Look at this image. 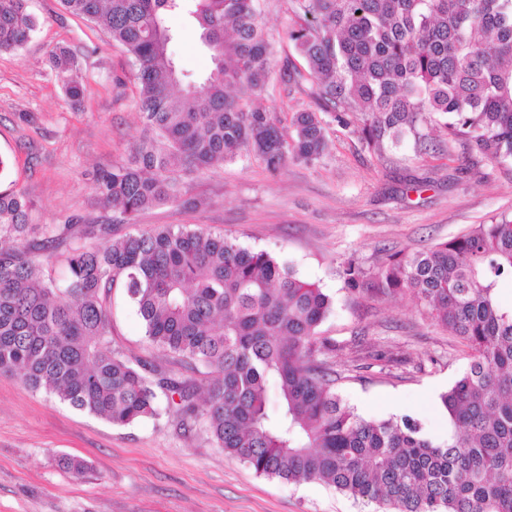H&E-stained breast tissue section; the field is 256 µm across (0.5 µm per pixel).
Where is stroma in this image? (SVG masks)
Masks as SVG:
<instances>
[{"label": "stroma", "mask_w": 512, "mask_h": 512, "mask_svg": "<svg viewBox=\"0 0 512 512\" xmlns=\"http://www.w3.org/2000/svg\"><path fill=\"white\" fill-rule=\"evenodd\" d=\"M39 28L25 47L0 53V155L12 162L0 190L19 189L39 224H117L123 234L156 226L221 233L272 253L333 300L322 335L338 345L337 391L366 418L404 415L433 436L448 420L438 401L465 368L460 341L411 297L381 298L349 289L353 261L375 270L388 254L426 251L477 224L512 220V161L471 168L462 154L416 153L406 141L382 151L331 126L321 162H291L277 174L254 155L184 175L193 204L162 205L135 223H117L95 193L99 172L128 157L145 136L132 67L101 29L62 10L59 0H28ZM260 20L276 60L295 58V18L284 0H260ZM171 49L184 71L209 69L200 32L178 18ZM76 60L84 89L66 99L50 67L56 47ZM385 354L359 358V345ZM112 347L135 362L177 376L188 368L153 347L122 295L112 308ZM83 459L77 475L61 456ZM314 482L257 475L215 448L200 427L185 430L164 414L125 427L32 391L21 377H0V512H374Z\"/></svg>", "instance_id": "stroma-1"}]
</instances>
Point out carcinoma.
Returning <instances> with one entry per match:
<instances>
[{"instance_id":"cac0c4a2","label":"carcinoma","mask_w":512,"mask_h":512,"mask_svg":"<svg viewBox=\"0 0 512 512\" xmlns=\"http://www.w3.org/2000/svg\"><path fill=\"white\" fill-rule=\"evenodd\" d=\"M280 84L311 83L316 105L288 118L247 105L273 72L258 0H61L102 28L135 69L147 132L96 179L106 207L130 224L183 198L182 173L255 154L271 173L314 164L328 126L365 116L374 150L404 139L429 150L448 135L474 167L512 161V0H287ZM189 14L209 59L194 79L171 51L172 15ZM37 27L26 0H0V52ZM66 97L80 100L74 56H50ZM112 224L32 223L22 190L0 192V375L21 376L76 410L124 427L166 411L200 425L215 447L264 477L319 482L393 512H512V221L479 224L425 252L391 254L373 273L353 261L345 282L372 278L379 296L409 293L468 349L469 363L440 395L442 437L409 416L369 420L336 393V340L321 324L333 302L265 250L222 234L162 226L114 236ZM63 261L65 279L45 275ZM132 303L149 342L205 369L201 391L112 349V290ZM278 387L270 405L267 386Z\"/></svg>"}]
</instances>
